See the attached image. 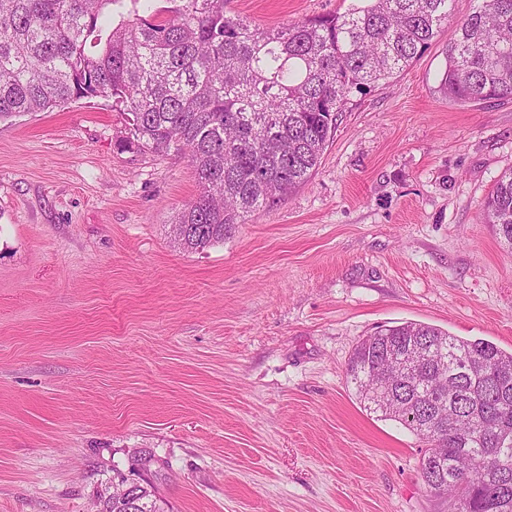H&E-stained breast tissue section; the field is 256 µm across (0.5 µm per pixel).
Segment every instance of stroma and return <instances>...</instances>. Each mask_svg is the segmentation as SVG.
I'll use <instances>...</instances> for the list:
<instances>
[{
  "instance_id": "stroma-1",
  "label": "stroma",
  "mask_w": 512,
  "mask_h": 512,
  "mask_svg": "<svg viewBox=\"0 0 512 512\" xmlns=\"http://www.w3.org/2000/svg\"><path fill=\"white\" fill-rule=\"evenodd\" d=\"M476 5L349 94L305 184L198 251L171 233L188 158L119 150L111 98L0 122V512H94L145 451L163 512H448L425 443L345 368L404 322L512 351V248L482 217L512 100L440 87ZM347 6L224 0L264 29Z\"/></svg>"
}]
</instances>
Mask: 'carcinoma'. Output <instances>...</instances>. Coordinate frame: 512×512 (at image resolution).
<instances>
[{"instance_id": "obj_1", "label": "carcinoma", "mask_w": 512, "mask_h": 512, "mask_svg": "<svg viewBox=\"0 0 512 512\" xmlns=\"http://www.w3.org/2000/svg\"><path fill=\"white\" fill-rule=\"evenodd\" d=\"M453 0H351L342 13L253 28L224 0H0V121L70 101L123 107L121 149L188 157L195 200L172 223L177 244L203 250L310 178L352 91L392 78L428 46ZM441 89L461 104L512 99V0H480L448 44ZM512 247V170L484 205ZM435 372L401 369L395 394L374 372L410 345ZM346 374L358 398L427 442L419 461L451 512H512V353L405 322L357 343Z\"/></svg>"}]
</instances>
